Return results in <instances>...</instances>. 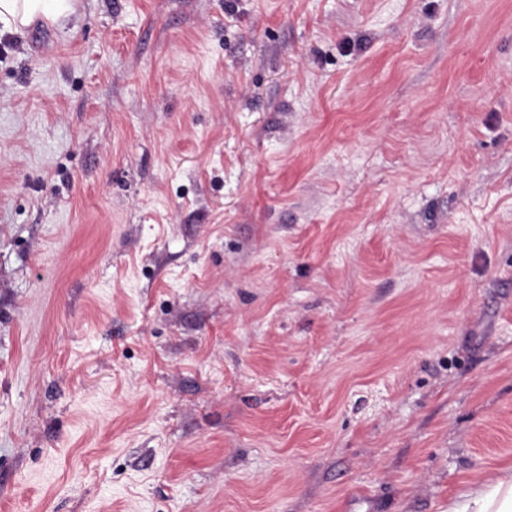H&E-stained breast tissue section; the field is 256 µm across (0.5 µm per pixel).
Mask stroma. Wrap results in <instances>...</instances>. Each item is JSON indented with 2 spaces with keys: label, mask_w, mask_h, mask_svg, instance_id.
<instances>
[{
  "label": "stroma",
  "mask_w": 512,
  "mask_h": 512,
  "mask_svg": "<svg viewBox=\"0 0 512 512\" xmlns=\"http://www.w3.org/2000/svg\"><path fill=\"white\" fill-rule=\"evenodd\" d=\"M9 39L0 512H447L512 465V0Z\"/></svg>",
  "instance_id": "stroma-1"
}]
</instances>
